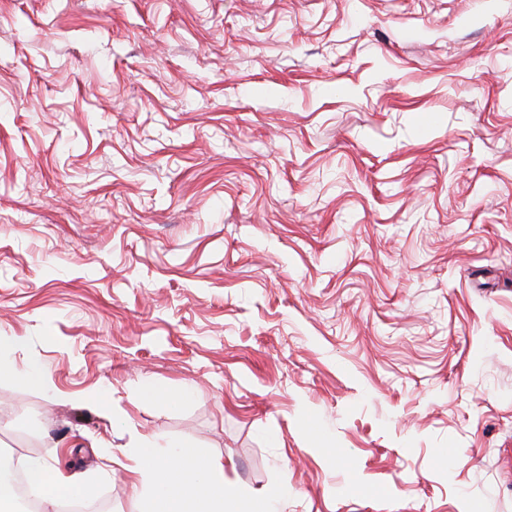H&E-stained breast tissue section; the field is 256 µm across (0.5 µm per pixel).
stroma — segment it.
<instances>
[{"mask_svg": "<svg viewBox=\"0 0 512 512\" xmlns=\"http://www.w3.org/2000/svg\"><path fill=\"white\" fill-rule=\"evenodd\" d=\"M0 336L112 512H512V0H0ZM19 341L16 339L0 340L1 350L4 349L7 354L0 358V375H10L17 377L25 385L38 388L45 382V374L38 366L31 365L19 369L12 358V352L18 347ZM160 448H176L165 453ZM129 471L147 500L141 512L230 511L224 497V464L182 443L132 448Z\"/></svg>", "mask_w": 512, "mask_h": 512, "instance_id": "35a3bbf8", "label": "stroma"}]
</instances>
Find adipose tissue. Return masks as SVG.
Instances as JSON below:
<instances>
[{
    "label": "adipose tissue",
    "mask_w": 512,
    "mask_h": 512,
    "mask_svg": "<svg viewBox=\"0 0 512 512\" xmlns=\"http://www.w3.org/2000/svg\"><path fill=\"white\" fill-rule=\"evenodd\" d=\"M129 461L135 486L147 496L143 512H226L224 466L199 449L136 447Z\"/></svg>",
    "instance_id": "obj_1"
}]
</instances>
